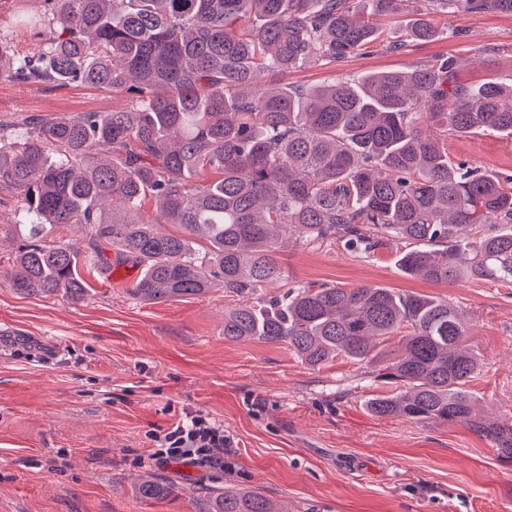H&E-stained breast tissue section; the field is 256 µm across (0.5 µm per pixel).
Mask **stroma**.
Here are the masks:
<instances>
[{"label": "stroma", "instance_id": "1", "mask_svg": "<svg viewBox=\"0 0 512 512\" xmlns=\"http://www.w3.org/2000/svg\"><path fill=\"white\" fill-rule=\"evenodd\" d=\"M38 0H0V42L22 48L40 38L25 28ZM381 38L333 65L280 76L311 87L331 77L460 62V83H512V14L494 10L434 15L440 35L400 50L390 43L401 16L377 17ZM130 101L111 90L0 81V121L109 112ZM455 159L512 175V133L449 135ZM20 202L0 193V512H201L210 490L261 492L282 512H512V466L458 424L424 425L372 414L369 399L393 392L370 366L345 356L318 367L293 349L224 337L237 303L222 286L148 304L134 278L80 265L88 285L78 302L24 296L3 278L24 238ZM397 242L371 254L341 243H290L278 253L282 279L260 298L309 284L371 285L448 300L470 318L469 343L483 367L467 383L479 413L512 422V286L432 283L404 274ZM224 426L232 447L220 469L154 465L150 435L183 410ZM156 471L178 494L141 498L136 483Z\"/></svg>", "mask_w": 512, "mask_h": 512}]
</instances>
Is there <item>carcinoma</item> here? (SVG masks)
<instances>
[{
  "label": "carcinoma",
  "mask_w": 512,
  "mask_h": 512,
  "mask_svg": "<svg viewBox=\"0 0 512 512\" xmlns=\"http://www.w3.org/2000/svg\"><path fill=\"white\" fill-rule=\"evenodd\" d=\"M39 2L38 51L0 47V79L106 86L132 105L32 116L21 131L0 123V191L31 218L7 276L17 293L79 299L83 261L141 267L132 293L149 303L218 280L240 301L224 312L225 339L284 344L311 367L337 355L365 363L398 386L370 401L373 414L464 425L512 464V425L477 416L465 389L482 363L455 305L367 285L254 300L281 279L275 254L292 238L366 254L403 241L408 275L511 286L512 228L492 226L512 223V178L454 161L423 128L512 132V84H461L451 58L309 88L263 83L368 47L382 36L370 16L406 0ZM483 9L512 14V0H428L406 37L435 39V10ZM149 197L158 213L145 219ZM60 224L88 238L51 240ZM173 491L154 476L138 484L144 499ZM205 512L279 510L258 492L216 487Z\"/></svg>",
  "instance_id": "obj_1"
}]
</instances>
